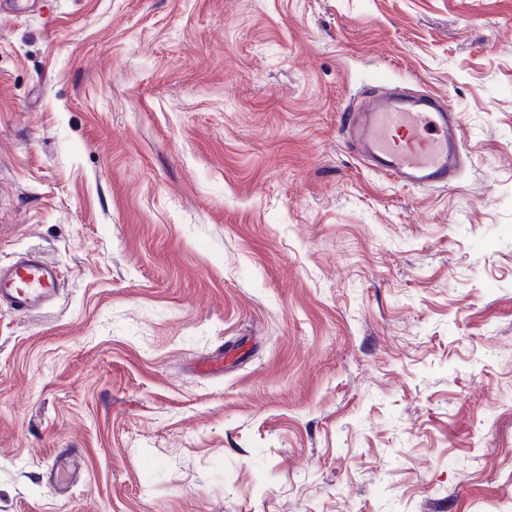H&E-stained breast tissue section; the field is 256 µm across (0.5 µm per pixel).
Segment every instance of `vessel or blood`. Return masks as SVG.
<instances>
[{
	"label": "vessel or blood",
	"mask_w": 512,
	"mask_h": 512,
	"mask_svg": "<svg viewBox=\"0 0 512 512\" xmlns=\"http://www.w3.org/2000/svg\"><path fill=\"white\" fill-rule=\"evenodd\" d=\"M346 146L382 174L425 188L456 181L461 168V120L436 97L412 103L385 87L341 115ZM61 284L59 265L28 250L0 260V302L32 314L51 307Z\"/></svg>",
	"instance_id": "b4317fda"
}]
</instances>
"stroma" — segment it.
Segmentation results:
<instances>
[{"label":"stroma","instance_id":"1","mask_svg":"<svg viewBox=\"0 0 512 512\" xmlns=\"http://www.w3.org/2000/svg\"><path fill=\"white\" fill-rule=\"evenodd\" d=\"M449 102L447 188L338 116ZM0 512H512V0L0 14ZM61 273L57 263L36 250L0 260V302L27 315L47 309L55 303Z\"/></svg>","mask_w":512,"mask_h":512}]
</instances>
